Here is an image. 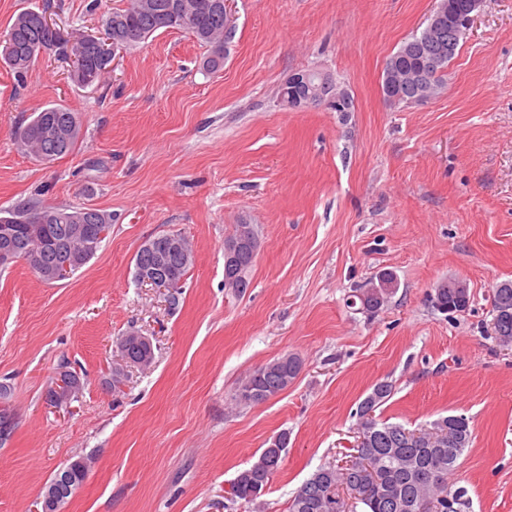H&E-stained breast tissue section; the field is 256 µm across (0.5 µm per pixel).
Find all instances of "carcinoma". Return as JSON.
<instances>
[{
    "label": "carcinoma",
    "instance_id": "carcinoma-1",
    "mask_svg": "<svg viewBox=\"0 0 512 512\" xmlns=\"http://www.w3.org/2000/svg\"><path fill=\"white\" fill-rule=\"evenodd\" d=\"M199 0H128L126 7L115 9L102 18L106 39L122 47H133L148 40L154 33L170 28L186 29L194 38L210 48L204 61L206 68L219 69L224 63V0H208L205 11L198 9ZM61 5L45 0L40 7L20 11L7 30L0 36V61L21 79L38 58L40 52L65 58L76 52L86 60V74L92 84H103L112 71L110 61L97 55L90 46L77 50L62 42L57 35L39 23L38 15ZM440 43L435 39L423 41L417 33L392 54L386 65L409 71H419L438 55ZM454 55H449L439 68L429 71L431 83L409 82L399 90L398 104L406 106L429 99L445 91L447 70ZM340 92L337 81L327 78L322 88L324 99H332L333 112L354 111V100L347 96L335 100ZM79 113L64 105H53L35 113L31 120L20 126L16 138L20 146L35 158L52 150L54 158L73 153L82 137ZM55 210L59 218L40 228L44 241L31 239V227L39 214ZM0 218L12 225V247L17 260L24 261L43 282H50L45 271L71 259L69 243L73 225L82 224L90 229L97 224L112 223V214L92 205L57 207L39 197H32L12 207L1 209ZM255 257L247 250L237 254L235 270L243 273L244 287H250L249 272ZM192 263L186 261L179 250L168 256L167 275L174 287H179ZM393 279L384 272L371 280L366 287L355 290L350 304L368 314L381 310L392 292L383 283ZM457 294L451 281L442 280L434 288V303L441 311L456 306ZM494 339L503 346L512 344V281H503L493 288L492 299ZM303 360L295 354L276 358L248 374L241 380L234 401L238 405L260 404L288 389L299 375ZM393 386L388 381L376 383L371 392L360 402L357 414L360 419L359 434L365 446L355 449L359 453L349 474L358 488V497L350 506L336 501L330 487L336 483L337 465L329 462L320 466L297 489L288 502V512H418L419 504H434L435 512H466L469 499L463 488L448 486V475L455 469L457 459L469 447L472 432L469 420L462 415H448L432 423L435 429H448L446 437H422L417 442H407L401 437L403 425L388 421L379 422L373 413L390 398ZM288 433L267 441L258 457L239 472L231 485L229 501L242 500L255 506V512H266L262 500L273 475L279 470L287 453ZM85 459L71 461L68 482L59 485L63 498L71 497L84 483L89 467ZM377 471L378 479L364 478V463Z\"/></svg>",
    "mask_w": 512,
    "mask_h": 512
}]
</instances>
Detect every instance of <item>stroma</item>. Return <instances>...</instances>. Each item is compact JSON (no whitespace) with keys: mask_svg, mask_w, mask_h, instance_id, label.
<instances>
[{"mask_svg":"<svg viewBox=\"0 0 512 512\" xmlns=\"http://www.w3.org/2000/svg\"><path fill=\"white\" fill-rule=\"evenodd\" d=\"M64 32L100 34L127 0H62ZM437 0H232L224 64L182 29L116 50L103 86L43 54L24 78L0 62V208L47 188L60 206L111 212L95 257L46 283L28 264L0 271V382L14 432L0 446V512H37L63 464L92 465L62 512H252L229 502L236 475L272 437L288 452L264 496L287 512L325 463L347 460L359 401L415 430L465 416L472 443L448 477L469 512H512V349L491 336L492 290L512 280V0H485L448 67L442 95L410 107L381 88L388 58L422 30ZM302 70L354 99L295 111L278 90ZM50 104L82 117L67 157L21 152L15 129ZM253 224L251 284L224 286V240ZM186 236L195 262L179 304L133 276L150 237ZM397 288L375 314L350 305L376 274ZM469 286L462 312L439 311L435 285ZM148 336L153 361L109 384L117 341ZM286 354L303 369L288 390L235 404L248 373ZM84 390L45 402L59 368ZM331 77V76H330ZM327 76V83L322 88L324 97L323 103L326 104L328 99H332V104L328 107L333 112H351L354 111V100L350 93L344 89H340L337 84H340L337 80ZM341 85V84H340ZM344 91L347 94L346 98L336 101V93Z\"/></svg>","mask_w":512,"mask_h":512,"instance_id":"obj_1","label":"stroma"}]
</instances>
